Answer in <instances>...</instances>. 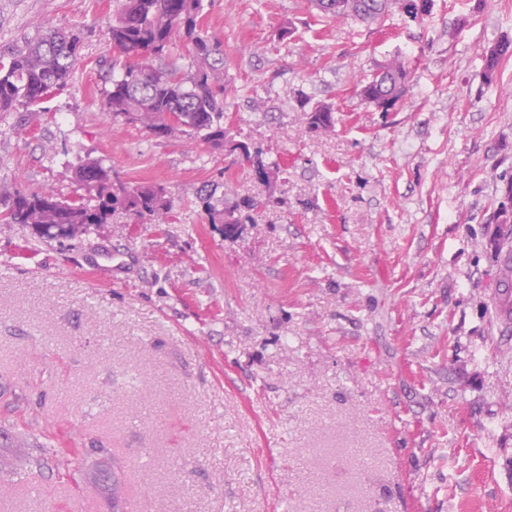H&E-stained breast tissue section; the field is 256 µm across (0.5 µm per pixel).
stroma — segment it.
I'll return each mask as SVG.
<instances>
[{"instance_id": "35a3bbf8", "label": "stroma", "mask_w": 512, "mask_h": 512, "mask_svg": "<svg viewBox=\"0 0 512 512\" xmlns=\"http://www.w3.org/2000/svg\"><path fill=\"white\" fill-rule=\"evenodd\" d=\"M112 0H0V52L42 25L80 34L66 88L0 112V194L84 195L78 159L156 182L173 214L118 213L45 241L0 223V424L53 429L120 466L126 512H512V326L497 311L493 216L512 186V0H432L411 20L325 19L309 0H207L224 49L227 151L114 123L102 93ZM412 66L403 106L356 89ZM336 109L308 129L304 102ZM259 200L239 238L197 190ZM0 512H112L13 449ZM510 57H512L511 41L497 42L483 51V72L487 82L493 81L499 67Z\"/></svg>"}]
</instances>
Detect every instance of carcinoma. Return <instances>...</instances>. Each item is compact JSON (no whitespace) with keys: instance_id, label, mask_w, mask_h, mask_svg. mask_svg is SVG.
<instances>
[{"instance_id":"cac0c4a2","label":"carcinoma","mask_w":512,"mask_h":512,"mask_svg":"<svg viewBox=\"0 0 512 512\" xmlns=\"http://www.w3.org/2000/svg\"><path fill=\"white\" fill-rule=\"evenodd\" d=\"M114 19L109 29L113 50L121 59L104 107L114 122L135 124L157 139L198 137L215 150L228 148L224 127V50L219 42L202 33L200 19L204 0H114ZM391 0H311L318 12L328 18H353L379 22L388 12ZM188 47V64L172 60L175 40ZM81 37L73 31L43 27L41 37L0 58V112L36 105L64 89L80 58ZM512 57V42L501 41L482 53L487 82ZM411 70L400 56L378 66L376 73L360 82L361 102L381 112H393L402 104L409 88ZM334 108L326 103L310 109L309 129L327 130L333 125ZM252 176L270 183L280 166L268 163L262 152L250 150L241 155ZM78 180L88 187L89 196L65 199L45 196L40 191L16 190L3 199L0 222L23 224L47 239H63L86 232L94 224L112 223V215L124 212L133 223L147 217L167 215L174 199L166 186L157 183L114 181L98 160H78ZM199 204L210 224L239 227L254 222L253 212L261 202L244 196L228 204L214 202L213 191L203 187ZM30 468L43 470L56 466L64 475H87L98 480L111 468L100 464L84 471V462L61 450L38 442Z\"/></svg>"}]
</instances>
